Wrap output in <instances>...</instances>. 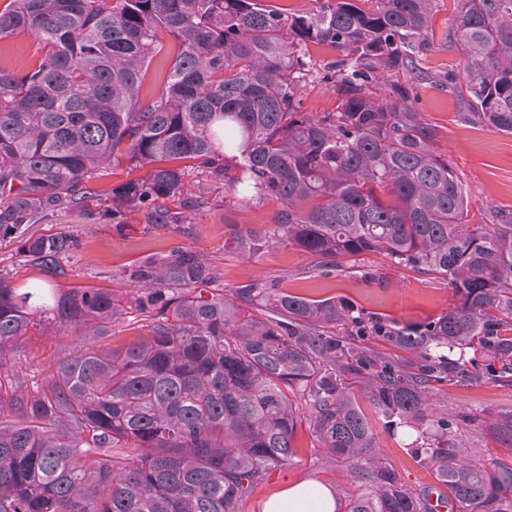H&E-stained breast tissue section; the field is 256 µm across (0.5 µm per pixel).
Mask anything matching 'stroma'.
<instances>
[{
	"label": "stroma",
	"mask_w": 512,
	"mask_h": 512,
	"mask_svg": "<svg viewBox=\"0 0 512 512\" xmlns=\"http://www.w3.org/2000/svg\"><path fill=\"white\" fill-rule=\"evenodd\" d=\"M461 0H435L432 17V49L421 61L425 80L416 83L413 107L434 124L439 137L436 151L448 160L469 192V211L496 205L512 207V135L486 126L465 122L460 101L440 86L438 79L458 67L460 57L446 42L447 32L457 23ZM305 52L315 70L303 83L298 96L305 112H332L338 96L323 82L319 69L335 58L336 52L323 44H307ZM123 162L112 164L107 174L96 178L95 198L77 210L48 213L29 229L30 235L73 234L75 248L61 261L63 275L54 277L25 262L20 240L0 241V269L10 272L17 288L35 284L47 288L96 286L119 288V273L149 257H169L182 250L204 252L215 267L218 287L235 288L251 282L275 284L278 290L314 299L344 298L367 315L381 317L397 326L423 324L447 312L455 302L447 281L424 276L377 258L366 267L377 279L364 277L359 269L325 268L303 249L286 244L263 248L256 255L238 254L232 245L235 226L267 230L274 224L279 202L245 203L231 186L210 180L201 170H189V193L203 197L204 208L193 223L161 227L147 223L143 212L112 210L110 191L132 178ZM84 339L71 328L46 324L31 330L11 364L19 373V390L35 393L44 385L57 363L82 347ZM431 418L458 420L457 432L465 443L466 457L486 471L495 473L512 466V449L501 447L490 434L489 425L499 414L512 411V384L483 378L462 385L434 384L430 396ZM384 464L393 469L413 492L440 495L433 463L416 459L403 429L372 423ZM296 452L281 469L253 487L238 512H263L266 501L294 484L315 479L329 486L337 499L346 494L366 493V486L352 481L347 463L334 460L323 450L307 421L296 430Z\"/></svg>",
	"instance_id": "stroma-1"
}]
</instances>
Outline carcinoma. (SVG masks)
I'll return each instance as SVG.
<instances>
[{
  "label": "carcinoma",
  "mask_w": 512,
  "mask_h": 512,
  "mask_svg": "<svg viewBox=\"0 0 512 512\" xmlns=\"http://www.w3.org/2000/svg\"><path fill=\"white\" fill-rule=\"evenodd\" d=\"M316 2L287 14L265 0H9L0 40L29 33L39 57L22 74L0 68V240L79 208L121 158L145 173L112 188V204L190 224L205 205L186 192L193 164L246 202L283 205L265 233L235 230L239 254L292 244L337 268L373 254L447 280L456 304L393 328L342 298L214 288L193 250L136 263L125 295L63 288L48 302L0 272V512H237L294 455L301 400L322 448L370 486L346 512H434L379 464L362 399L417 432L448 512H512V467L491 476L463 460L453 423L428 415L432 384L479 377L469 350L512 382V207L468 228V191L399 81L421 76L434 0ZM164 34L178 51L144 106ZM305 41L339 52L322 77L334 112L301 110ZM448 42L464 80L450 71L442 84L464 121L512 135V0H463ZM74 246L69 234L29 237L23 256L62 275ZM47 315L88 342L127 315L146 334L78 350L19 397L5 383L9 353ZM369 335L412 358L352 342ZM490 429L512 448V412Z\"/></svg>",
  "instance_id": "carcinoma-1"
}]
</instances>
